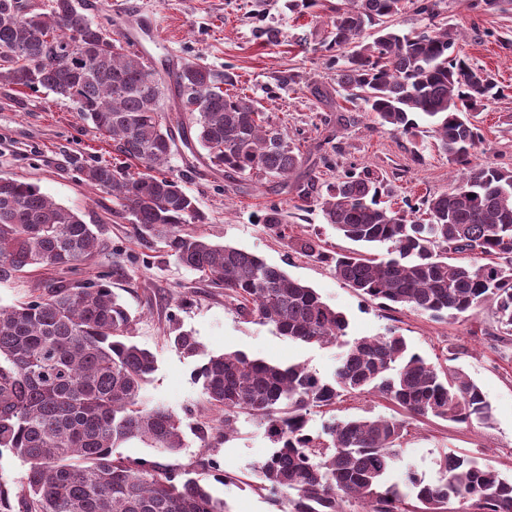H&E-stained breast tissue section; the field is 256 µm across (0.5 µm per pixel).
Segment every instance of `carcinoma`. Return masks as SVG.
<instances>
[{
	"label": "carcinoma",
	"instance_id": "1",
	"mask_svg": "<svg viewBox=\"0 0 512 512\" xmlns=\"http://www.w3.org/2000/svg\"><path fill=\"white\" fill-rule=\"evenodd\" d=\"M442 0H336L322 48L336 63L346 100H361L380 128L413 135L414 116L431 120L448 162L463 174L444 193L405 214L382 200L384 180L348 171L325 192L301 189L326 223L387 254H338L336 277L371 301L432 318L466 319L488 301L498 326L512 332V170L475 164L483 139L471 113L506 96L505 87L456 50L438 24ZM428 20L423 31L391 24L404 7ZM106 26L75 0H51L37 12L26 0H0V81L46 89L78 105L94 129L138 163L135 172L107 164L83 169L85 181L112 195L117 217H132L139 238L165 245L179 264L215 288L237 315L304 344H339L332 379L304 364L282 365L238 351L203 354L191 333L172 329L168 343L187 357L204 356L196 378L224 436L237 417L252 416L274 448L257 462L262 487L282 512H512V476L467 453H445L437 476L408 469L400 481L402 439L411 418L483 425L491 406L458 369H442L409 350L399 335L346 339L345 315L283 269L228 244L185 230L203 215L178 179L164 173L176 140L189 146L180 117L161 100L172 75L144 55L112 47ZM174 77L178 111L197 125L196 143L210 164L239 175L288 178L300 150L273 126L261 104L231 94L233 75L218 76L193 60ZM260 222L288 238L281 210ZM97 237L75 212L26 180L0 175V282L33 267L79 271L90 265ZM301 253L324 260L312 238ZM471 257L467 264L451 256ZM134 317L103 280L46 288L27 302L0 306V454L27 466L25 512H228L194 469H167L143 459H115L113 449L138 440L161 453L185 447L184 421L163 404L142 405L156 359L131 341ZM373 392L404 419L352 417L315 430L310 415L343 394Z\"/></svg>",
	"mask_w": 512,
	"mask_h": 512
}]
</instances>
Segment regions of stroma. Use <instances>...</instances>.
<instances>
[{
	"instance_id": "obj_1",
	"label": "stroma",
	"mask_w": 512,
	"mask_h": 512,
	"mask_svg": "<svg viewBox=\"0 0 512 512\" xmlns=\"http://www.w3.org/2000/svg\"><path fill=\"white\" fill-rule=\"evenodd\" d=\"M103 0L93 18L108 22L116 34L131 22L150 18L162 30L168 59H200L217 72L237 77L235 93L260 101L278 126L300 148L303 164L287 184L259 181L224 172L204 154L178 148L171 173L194 197L205 216L197 232L212 242L230 244L262 257L268 264L314 288L322 301L343 312L350 337L404 336L411 351L436 366L462 370L490 402L488 424L470 426L434 417L411 420L402 443L404 465L433 478L441 454L455 451L489 460L512 476V335L501 332L492 304H484L465 320H436L403 308H385L364 299L337 278L331 256L356 250L355 242L326 224L318 207L301 206L303 188L323 190L325 182L345 170L370 168L389 183L391 206L407 209L417 199L448 190L457 168L436 145L427 120L417 136L392 134L379 128L361 101H318L312 88L336 91V71L320 49L326 26L321 8L291 12L288 0ZM472 0H442L441 22L457 31L464 55L484 67L512 91V9L480 11ZM295 74L294 85L279 87L278 77ZM477 119L483 141L476 160L512 169V94L487 103ZM125 165L110 138L85 121L74 104L46 90L31 91L0 84V174L36 183L41 192L91 224L98 249L89 268L75 273L42 270L0 282V304L26 301L34 288H74L104 273L135 318L132 340L156 359V370L142 392L143 406L163 404L185 417L187 446L161 454L140 442L117 448L118 456L144 458L160 466H194L199 456L217 461L218 470L198 476L230 512H281L276 497L259 487L255 462L272 445L257 422L239 417L227 441L202 448L197 425L221 434L219 415L211 410L202 384L195 378L200 358H186L166 341L170 328L192 332L207 351H241L249 357L284 365L305 364L325 379L332 378L341 349L308 346L278 335L270 326L240 318L221 289L201 282L191 270L168 256L163 244L137 239L129 220L113 216L112 197L88 186L81 174L94 163ZM277 206L285 215L288 237H317L325 260L295 253L259 216ZM121 268L112 276L113 268ZM398 410L373 394L346 397L313 414L321 428L330 418L394 416ZM227 481L216 480V471Z\"/></svg>"
}]
</instances>
